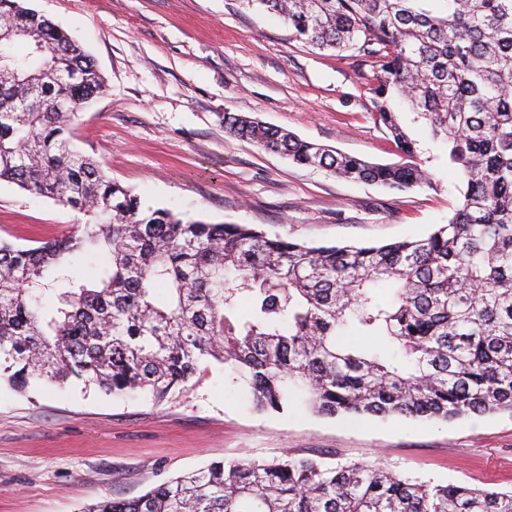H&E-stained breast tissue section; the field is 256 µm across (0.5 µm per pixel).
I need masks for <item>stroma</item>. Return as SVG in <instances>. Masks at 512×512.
<instances>
[{
    "label": "stroma",
    "instance_id": "stroma-1",
    "mask_svg": "<svg viewBox=\"0 0 512 512\" xmlns=\"http://www.w3.org/2000/svg\"><path fill=\"white\" fill-rule=\"evenodd\" d=\"M66 30L106 88L78 112L74 145L142 205L211 224H252L311 246L387 244L447 223L459 179L428 127L437 189L350 182L226 133L243 114L376 163L398 151L370 114V57L296 41L279 17L245 0H25ZM88 216L0 182V239L31 247L72 234ZM217 364L161 402L80 383L22 395L0 385V512H84L133 498L218 460L311 457L380 462L441 484L512 489V412L442 421L323 417L295 393L264 414Z\"/></svg>",
    "mask_w": 512,
    "mask_h": 512
}]
</instances>
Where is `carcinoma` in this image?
I'll use <instances>...</instances> for the list:
<instances>
[{
  "mask_svg": "<svg viewBox=\"0 0 512 512\" xmlns=\"http://www.w3.org/2000/svg\"><path fill=\"white\" fill-rule=\"evenodd\" d=\"M246 2L308 47L372 58V119L402 161L230 112L226 132L350 181L432 189L405 105L447 145L454 214L425 237L313 247L145 208L70 147L74 118L104 88L94 61L23 0H0V28L24 32L0 42V181L90 217L39 246L0 240V382L23 393L73 378L162 401L216 362L259 412H284L296 390L326 417L512 410V0ZM86 250L109 259L91 283L62 267ZM88 512H512V491L287 456L213 461Z\"/></svg>",
  "mask_w": 512,
  "mask_h": 512,
  "instance_id": "1",
  "label": "carcinoma"
}]
</instances>
